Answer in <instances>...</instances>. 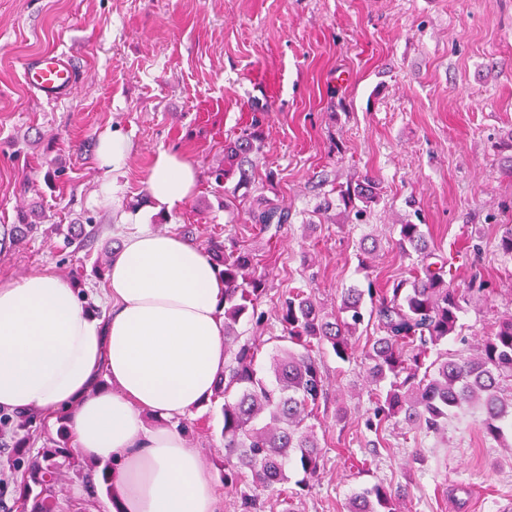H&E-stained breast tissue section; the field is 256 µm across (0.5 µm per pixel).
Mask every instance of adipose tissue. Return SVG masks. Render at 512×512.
<instances>
[{
    "label": "adipose tissue",
    "mask_w": 512,
    "mask_h": 512,
    "mask_svg": "<svg viewBox=\"0 0 512 512\" xmlns=\"http://www.w3.org/2000/svg\"><path fill=\"white\" fill-rule=\"evenodd\" d=\"M130 151L122 130L99 139L101 190L131 228L108 269L110 312L87 314L48 272L0 283V409L50 420L67 411L73 451L115 463L119 512H222L223 488L170 423L207 403L224 369V282L202 249L123 206L113 175ZM196 184L180 153L158 151L147 175L154 212L183 204Z\"/></svg>",
    "instance_id": "1"
}]
</instances>
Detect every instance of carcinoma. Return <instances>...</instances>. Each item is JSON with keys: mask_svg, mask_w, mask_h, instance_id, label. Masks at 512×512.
<instances>
[{"mask_svg": "<svg viewBox=\"0 0 512 512\" xmlns=\"http://www.w3.org/2000/svg\"><path fill=\"white\" fill-rule=\"evenodd\" d=\"M264 136L258 124L241 130L224 148V167L216 182H251L252 155L261 151ZM351 223L366 221L379 202L376 180L366 175L339 190ZM248 220L263 232H279L290 223L287 208L264 201L247 211ZM31 215L20 212L10 225L12 244L38 232ZM398 247L415 257L406 278L378 288L371 279L342 289L336 310L325 311L312 293L293 289L280 301L275 321L281 327L269 369H257V356L269 343L271 325L261 309L268 277L259 261L236 244L211 239L207 253L224 277V348L228 356L213 398L222 399L224 461L219 480L234 491L238 512H264L263 495L286 504L292 512L287 485L305 490L320 474L323 449L315 424L328 398V382L317 353L329 348L336 358H361L369 383L365 428L379 434L388 422L426 436L447 433L448 423L461 416L481 419L495 441L512 435V315L500 318L475 352L450 354L440 346L458 335L464 294L448 285L447 259L427 238L423 225H398ZM246 318L253 335L243 336L237 324ZM373 335L359 349L353 342L361 326ZM56 435L48 421L32 414L0 413V448L14 449L17 458L15 506L19 512H92L99 492L112 497L115 464L93 465L69 444L66 415L56 416ZM68 478L84 495L60 498V482ZM396 498L382 483L364 486L350 498L346 512H396Z\"/></svg>", "mask_w": 512, "mask_h": 512, "instance_id": "carcinoma-1", "label": "carcinoma"}]
</instances>
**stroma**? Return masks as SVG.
Listing matches in <instances>:
<instances>
[{
  "label": "stroma",
  "mask_w": 512,
  "mask_h": 512,
  "mask_svg": "<svg viewBox=\"0 0 512 512\" xmlns=\"http://www.w3.org/2000/svg\"><path fill=\"white\" fill-rule=\"evenodd\" d=\"M53 51L79 83L49 105L23 69ZM255 121L265 144L254 182L216 183L225 145ZM115 127L132 143L116 175L123 204L147 199L158 150H178L199 171L196 191L151 216V230L178 236L189 225L198 247L218 235L259 254L268 313L293 288L331 310L343 288L407 276L396 227L408 221L451 255L452 287L484 280L498 290L465 304L448 351L472 352L512 313V259L498 248L512 226V0H0V227L22 209L42 222L34 238L0 251L1 281L51 272L109 310L95 268L128 230L102 200L96 149ZM367 173L380 201L367 223H347L337 191ZM228 191L238 211L225 210ZM262 200L291 213L272 248L246 219ZM87 217L93 242L66 245L67 226ZM365 237L376 243L367 258ZM321 360L324 467L294 512H345L356 490L377 482L398 491L399 512H512V450L480 422H451L444 438L390 424L367 447L362 365L328 351ZM192 417L203 426L193 442L215 469L221 405Z\"/></svg>",
  "instance_id": "35a3bbf8"
}]
</instances>
